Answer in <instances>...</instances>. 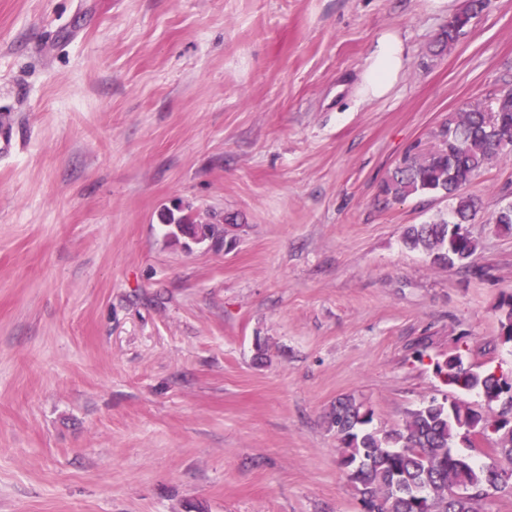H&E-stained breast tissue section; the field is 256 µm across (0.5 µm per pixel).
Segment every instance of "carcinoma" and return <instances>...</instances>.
<instances>
[{
    "instance_id": "1",
    "label": "carcinoma",
    "mask_w": 512,
    "mask_h": 512,
    "mask_svg": "<svg viewBox=\"0 0 512 512\" xmlns=\"http://www.w3.org/2000/svg\"><path fill=\"white\" fill-rule=\"evenodd\" d=\"M484 7L483 0H471L465 11L455 15L458 23L440 34L439 51L454 45L456 31ZM496 99L498 111L505 115L502 122L491 126L484 105H467L434 129L427 142L411 144L380 185L385 205L412 195L452 200L449 217L409 226L403 242L436 265L458 266L475 275L482 273L472 264L477 243L468 235L457 238L453 228L470 223L479 212L478 199L468 192L475 175L512 150V88ZM160 219L176 241L186 233L199 241L218 240L224 233L219 225L202 224L177 205L165 209ZM448 361L452 366L445 370L439 365L437 372H445L446 383L455 389L481 394L487 410L455 398L441 402L432 398L408 412L402 425L377 430L371 427L372 412L363 404L348 397L336 401L329 428L336 434L340 463L364 512H416L420 495L430 512H476L474 504L485 487L496 488L504 484V474H512V378L466 366L459 354ZM495 403L499 404L496 413L492 412ZM476 435L494 444L490 462L483 465L454 451L458 444L474 447Z\"/></svg>"
}]
</instances>
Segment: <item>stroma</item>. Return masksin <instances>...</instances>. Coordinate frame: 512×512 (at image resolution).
Listing matches in <instances>:
<instances>
[{
    "instance_id": "35a3bbf8",
    "label": "stroma",
    "mask_w": 512,
    "mask_h": 512,
    "mask_svg": "<svg viewBox=\"0 0 512 512\" xmlns=\"http://www.w3.org/2000/svg\"><path fill=\"white\" fill-rule=\"evenodd\" d=\"M467 3L0 0V512H359L338 399L389 429L448 356L512 377V154L469 187L483 276L402 243L450 200L377 199L512 87V0L437 51ZM176 200L237 247L174 242ZM404 63L402 42L388 34L378 41L366 65L362 80L367 98H380L387 94L398 78Z\"/></svg>"
}]
</instances>
